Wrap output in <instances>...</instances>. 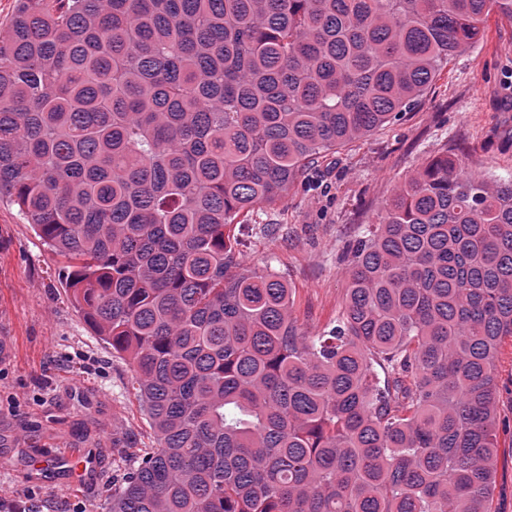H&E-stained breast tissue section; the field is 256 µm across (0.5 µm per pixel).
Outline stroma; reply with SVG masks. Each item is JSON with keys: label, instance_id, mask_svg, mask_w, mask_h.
Listing matches in <instances>:
<instances>
[{"label": "stroma", "instance_id": "obj_1", "mask_svg": "<svg viewBox=\"0 0 512 512\" xmlns=\"http://www.w3.org/2000/svg\"><path fill=\"white\" fill-rule=\"evenodd\" d=\"M453 150L467 170L512 175V22L491 13L483 38L444 66L402 119L315 159L313 187L295 184L261 223L236 225L245 267L271 270L293 290L306 335L335 325L347 292L346 248L396 188ZM0 512H105L121 477L118 451L151 448L131 366L85 322L65 263L17 206L0 201ZM498 456L494 512H512V338L497 360ZM82 449L93 475L74 492L42 460Z\"/></svg>", "mask_w": 512, "mask_h": 512}]
</instances>
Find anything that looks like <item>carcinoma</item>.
<instances>
[{
	"instance_id": "1",
	"label": "carcinoma",
	"mask_w": 512,
	"mask_h": 512,
	"mask_svg": "<svg viewBox=\"0 0 512 512\" xmlns=\"http://www.w3.org/2000/svg\"><path fill=\"white\" fill-rule=\"evenodd\" d=\"M512 0H17L0 199L63 258L155 436L109 512H492L512 177L436 157L308 337L234 224L398 120Z\"/></svg>"
}]
</instances>
